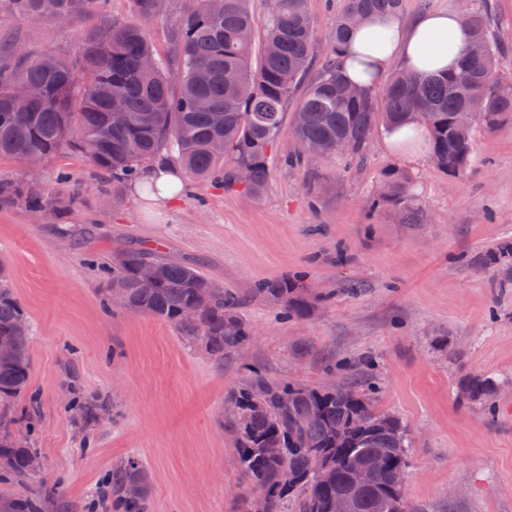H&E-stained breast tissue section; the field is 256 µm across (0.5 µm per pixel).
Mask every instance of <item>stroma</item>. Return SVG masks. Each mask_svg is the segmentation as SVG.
Segmentation results:
<instances>
[{
	"instance_id": "35a3bbf8",
	"label": "stroma",
	"mask_w": 512,
	"mask_h": 512,
	"mask_svg": "<svg viewBox=\"0 0 512 512\" xmlns=\"http://www.w3.org/2000/svg\"><path fill=\"white\" fill-rule=\"evenodd\" d=\"M512 64V0H477ZM107 14L34 23L0 13V40L32 54L78 56ZM290 109L260 194L185 177L183 197L154 209L113 189L82 155L49 159L42 175L70 181L75 204L49 216L0 207V264L32 326L29 385L10 404L39 470L0 471V512L41 486V512H112L114 464L138 459L148 512H241L252 489L224 433V401L250 370L314 387L357 382L406 424L412 512H512V122L473 125L466 172L451 175L428 146L394 148L377 131L362 164L329 155L289 163ZM412 180L415 218L370 209L383 175ZM110 206H102L105 194ZM141 249L199 269L240 296L252 341L216 362L171 325L106 311L113 253ZM295 282L302 314H284L257 284ZM490 388L476 401L460 384ZM104 403L95 421L79 403Z\"/></svg>"
}]
</instances>
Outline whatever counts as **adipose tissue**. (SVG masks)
Here are the masks:
<instances>
[{"label": "adipose tissue", "mask_w": 512, "mask_h": 512, "mask_svg": "<svg viewBox=\"0 0 512 512\" xmlns=\"http://www.w3.org/2000/svg\"><path fill=\"white\" fill-rule=\"evenodd\" d=\"M462 49L459 14L426 13L407 25L391 15L379 16L354 30L341 52L342 70L352 84L374 89L395 68L421 75L452 70ZM152 185L157 191L147 195L148 200L159 208L179 199L185 190L177 170L159 166L139 169L129 189L139 195Z\"/></svg>", "instance_id": "obj_1"}]
</instances>
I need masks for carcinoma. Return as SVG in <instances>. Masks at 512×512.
Returning a JSON list of instances; mask_svg holds the SVG:
<instances>
[{"label": "carcinoma", "mask_w": 512, "mask_h": 512, "mask_svg": "<svg viewBox=\"0 0 512 512\" xmlns=\"http://www.w3.org/2000/svg\"><path fill=\"white\" fill-rule=\"evenodd\" d=\"M247 0H189L171 24L172 56L162 59L147 38L143 24L167 10V0H133L135 17L113 20L94 31L82 57L72 61L55 50L35 59L20 44L7 46L13 65L0 67V157L43 160L73 151L87 157L112 185L131 181L153 160H176L197 178L239 183L258 193L270 169L267 152L275 141L283 111L306 75L316 51L308 0H270L264 20V45L252 66L256 21ZM108 0H0V12L36 22L69 20L90 12L106 13ZM401 0H346L330 36L319 77L306 89L292 119L293 137L322 142L326 154L357 159L380 127H402L424 110L430 112V153L438 167L463 173L472 142L454 136L455 125L477 120L488 131L512 118V99L500 97L499 82L512 78L500 48L479 11L463 17L465 47L457 68L424 79L396 73L376 91L346 93L338 65L341 43L352 32L353 16L397 14ZM24 87L29 102L17 106L13 89ZM386 192L371 202L412 204L410 178L385 173ZM61 211L67 200L55 197L44 181L1 182L0 204ZM129 264L109 269L110 287L124 290L127 311L173 326L180 336L212 359L241 349L250 331L239 314L240 300L199 270L154 259L144 251L129 252ZM157 267L151 284L142 283L137 268ZM257 294L277 299L285 312H301V301L284 278L260 284ZM208 301L193 320L184 311ZM8 272L0 266V336L14 354L0 358V456L11 460L6 472L24 479L35 471L31 449L15 438L16 419L6 407L29 384L30 327ZM489 383L472 378L465 397L479 399ZM228 399L237 412L224 426L238 433L239 469L250 485L265 494L269 512H336V501L354 497L353 512H408L401 475L407 467L410 442L406 426L376 410V400L353 386L316 388L278 382L254 371ZM281 449L271 456L267 449ZM365 472L366 485L352 495L351 479ZM146 472L136 459L112 469L113 512H148Z\"/></svg>", "instance_id": "cac0c4a2"}]
</instances>
